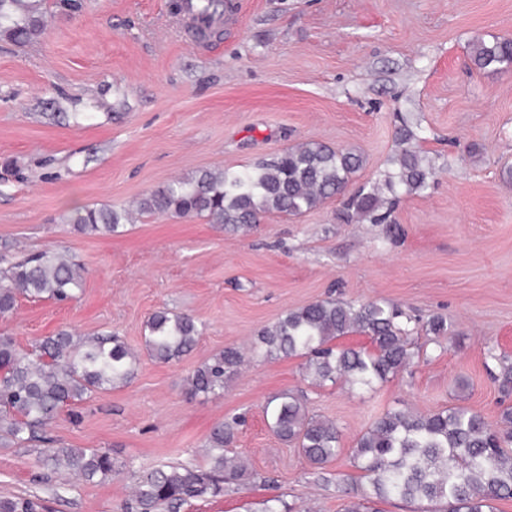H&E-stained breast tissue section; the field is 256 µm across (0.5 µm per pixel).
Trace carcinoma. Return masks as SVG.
Segmentation results:
<instances>
[{"label": "carcinoma", "mask_w": 512, "mask_h": 512, "mask_svg": "<svg viewBox=\"0 0 512 512\" xmlns=\"http://www.w3.org/2000/svg\"><path fill=\"white\" fill-rule=\"evenodd\" d=\"M44 0H0V39L24 45L44 33ZM224 15V0H201L194 17L202 35L213 34L214 17ZM469 61L482 71L512 69V40L477 38L469 46ZM397 153L378 178L348 192L363 157L351 149H333L316 141L288 148L253 166L232 171L202 169L194 176L174 179L141 198L139 214L204 217L211 224L238 232L260 223L269 214L298 216L329 199L345 197L350 220L386 224L399 195L419 194L429 187L434 165L419 150L420 137L407 124L396 130ZM131 221L128 209L84 208L69 223L83 231L112 233ZM79 267L57 253L42 252L10 264L0 272V317L14 310L17 296L72 301L82 291ZM145 346L149 356L168 363L190 354L202 329L189 314L155 312L147 322ZM359 333L371 348L339 346L336 341ZM450 329L443 316L425 323L404 310L381 302L329 298L282 315L263 328L251 351L264 357L303 358V379L315 386L344 381L371 388L411 367L426 354V346L442 345ZM426 337L415 345L414 337ZM501 364L495 376L503 397L512 394V365L493 351ZM137 356L114 335L75 337L65 329L41 340L30 353L16 349L0 336V440L24 444L39 440L45 428L66 407L97 392L126 385ZM244 354L237 347L198 365L187 379L190 395L224 393L238 375ZM270 429L282 440L297 443L305 459L323 471L322 479L344 489L343 512H379L373 504L399 498L440 504L443 512H498V502L512 499V406H504L501 423L491 427L483 416L464 406L421 413L394 408L378 417L355 440L350 464L364 484L350 474L326 467L341 452L335 423L309 413L305 396L284 391L267 401ZM244 417L233 414L210 434L211 465L202 470L167 465L133 475L132 512H181L188 502L218 496L224 488H242L253 472L244 459L229 454ZM40 465L86 481L123 474L105 448H53L40 452ZM0 512H46L37 495L0 498Z\"/></svg>", "instance_id": "1"}]
</instances>
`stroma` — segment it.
I'll list each match as a JSON object with an SVG mask.
<instances>
[{"instance_id": "35a3bbf8", "label": "stroma", "mask_w": 512, "mask_h": 512, "mask_svg": "<svg viewBox=\"0 0 512 512\" xmlns=\"http://www.w3.org/2000/svg\"><path fill=\"white\" fill-rule=\"evenodd\" d=\"M46 7L39 41L0 40V246L12 262L67 255L83 291L72 302L18 298L0 335L29 351L61 329L112 333L139 359L127 385L49 428L57 446L109 449L125 474L68 479L37 465L41 445H1L0 497L126 512L128 472L209 468L212 428L243 413L234 450L255 479L182 512H261L272 496L342 512L343 493L269 429L273 395L304 390L310 411L336 422L345 471L355 439L391 408L462 404L498 421L486 363L491 349L512 360V184L501 177L512 165V71L466 62L472 40L512 36V0H224L223 32L203 49L172 0H83L70 17L56 0ZM401 117L436 170L426 192L400 199L390 226L343 223L338 198L244 234L200 217L155 215L110 234L68 221L74 209H123L172 179L241 169L304 140L362 152L359 185L388 168ZM330 296L423 321L441 314L454 334L371 390L312 387L301 358L257 356L223 395H189L201 362ZM163 309L203 325L195 349L166 364L143 353L146 323Z\"/></svg>"}]
</instances>
